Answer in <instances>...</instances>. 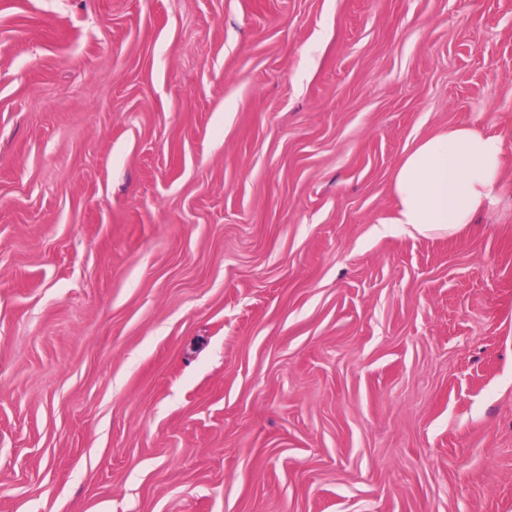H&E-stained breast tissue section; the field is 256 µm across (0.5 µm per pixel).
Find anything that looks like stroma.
<instances>
[{"label": "stroma", "mask_w": 512, "mask_h": 512, "mask_svg": "<svg viewBox=\"0 0 512 512\" xmlns=\"http://www.w3.org/2000/svg\"><path fill=\"white\" fill-rule=\"evenodd\" d=\"M512 0H0V512H512ZM507 136L512 129L492 133L460 121L418 143L396 167L397 213L390 224L448 236L475 224L497 198Z\"/></svg>", "instance_id": "1"}]
</instances>
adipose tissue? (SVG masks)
I'll return each mask as SVG.
<instances>
[{"label": "adipose tissue", "instance_id": "1", "mask_svg": "<svg viewBox=\"0 0 512 512\" xmlns=\"http://www.w3.org/2000/svg\"><path fill=\"white\" fill-rule=\"evenodd\" d=\"M505 140L461 121L418 143L393 177L395 224L420 235H453L473 224L497 198Z\"/></svg>", "mask_w": 512, "mask_h": 512}]
</instances>
